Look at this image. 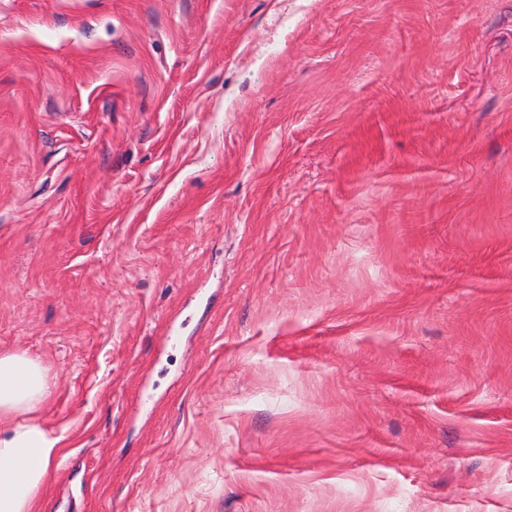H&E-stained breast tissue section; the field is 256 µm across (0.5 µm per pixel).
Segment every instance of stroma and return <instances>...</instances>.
I'll return each mask as SVG.
<instances>
[{
	"label": "stroma",
	"instance_id": "1",
	"mask_svg": "<svg viewBox=\"0 0 512 512\" xmlns=\"http://www.w3.org/2000/svg\"><path fill=\"white\" fill-rule=\"evenodd\" d=\"M39 512H512V0H0V352ZM50 394L41 364L0 353V512H38L61 437L31 414Z\"/></svg>",
	"mask_w": 512,
	"mask_h": 512
}]
</instances>
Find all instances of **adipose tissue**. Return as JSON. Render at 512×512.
Segmentation results:
<instances>
[{"instance_id": "ef3b65f1", "label": "adipose tissue", "mask_w": 512, "mask_h": 512, "mask_svg": "<svg viewBox=\"0 0 512 512\" xmlns=\"http://www.w3.org/2000/svg\"><path fill=\"white\" fill-rule=\"evenodd\" d=\"M50 394L41 364L23 352L0 353V512H38L61 438L34 418Z\"/></svg>"}]
</instances>
